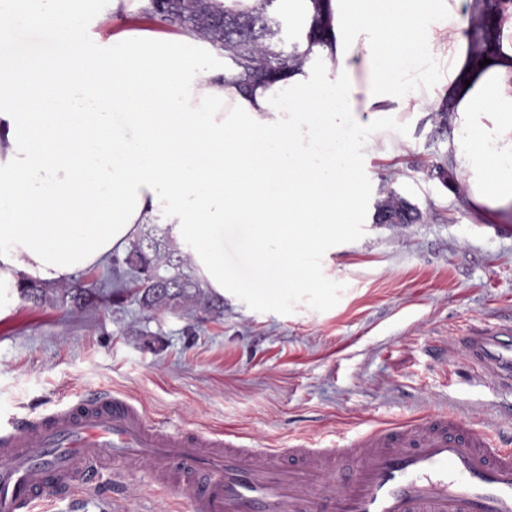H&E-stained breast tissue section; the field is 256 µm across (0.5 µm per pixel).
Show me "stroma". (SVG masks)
<instances>
[{
	"mask_svg": "<svg viewBox=\"0 0 512 512\" xmlns=\"http://www.w3.org/2000/svg\"><path fill=\"white\" fill-rule=\"evenodd\" d=\"M406 135L409 148L366 160L368 218L321 257L329 288L154 314L102 286L104 263L80 276L97 294L82 311L0 294V419L109 392L142 407L149 424L234 433L254 448H321L442 411L512 437V388L452 349L512 321V215L483 218L439 179L446 115L417 117ZM392 193L417 208L413 223L375 222ZM76 498L79 512H184L143 474L121 496L105 482Z\"/></svg>",
	"mask_w": 512,
	"mask_h": 512,
	"instance_id": "35a3bbf8",
	"label": "stroma"
}]
</instances>
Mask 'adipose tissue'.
Returning <instances> with one entry per match:
<instances>
[{"label":"adipose tissue","mask_w":512,"mask_h":512,"mask_svg":"<svg viewBox=\"0 0 512 512\" xmlns=\"http://www.w3.org/2000/svg\"><path fill=\"white\" fill-rule=\"evenodd\" d=\"M286 5L321 13L322 40L244 92L194 29L142 28L151 0H0V291L71 282L146 224L170 225L221 295L328 284L313 256L360 218L362 159L400 151L445 99L462 199L484 216L512 206V5L483 66L464 33L481 0ZM28 23L51 55L16 44ZM228 224L247 228L254 279L224 262Z\"/></svg>","instance_id":"1"}]
</instances>
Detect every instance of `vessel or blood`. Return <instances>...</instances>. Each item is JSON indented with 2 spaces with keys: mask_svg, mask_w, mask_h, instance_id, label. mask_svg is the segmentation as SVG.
<instances>
[{
  "mask_svg": "<svg viewBox=\"0 0 512 512\" xmlns=\"http://www.w3.org/2000/svg\"><path fill=\"white\" fill-rule=\"evenodd\" d=\"M461 351L512 385V326L462 337ZM124 476L181 496L189 512H512V448L436 412L345 445L251 448L237 435L149 424L133 402L90 394L0 425V512H33L51 487Z\"/></svg>",
  "mask_w": 512,
  "mask_h": 512,
  "instance_id": "1",
  "label": "vessel or blood"
}]
</instances>
